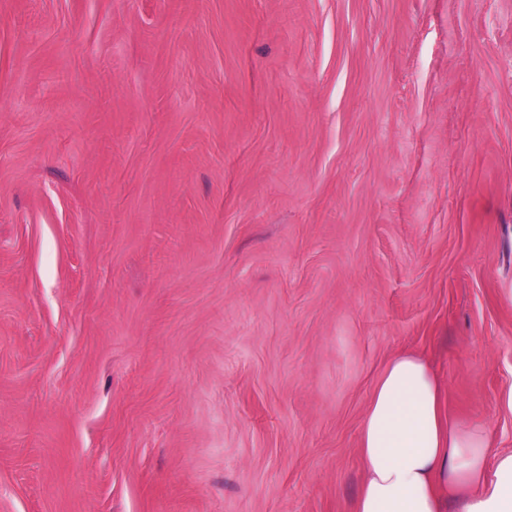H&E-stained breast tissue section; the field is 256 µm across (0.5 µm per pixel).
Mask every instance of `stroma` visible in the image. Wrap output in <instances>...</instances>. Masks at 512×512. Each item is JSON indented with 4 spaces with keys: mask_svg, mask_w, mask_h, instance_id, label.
<instances>
[{
    "mask_svg": "<svg viewBox=\"0 0 512 512\" xmlns=\"http://www.w3.org/2000/svg\"><path fill=\"white\" fill-rule=\"evenodd\" d=\"M403 351L512 451V0H0V512H352Z\"/></svg>",
    "mask_w": 512,
    "mask_h": 512,
    "instance_id": "1",
    "label": "stroma"
}]
</instances>
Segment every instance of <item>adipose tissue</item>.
Masks as SVG:
<instances>
[{
  "label": "adipose tissue",
  "instance_id": "ef3b65f1",
  "mask_svg": "<svg viewBox=\"0 0 512 512\" xmlns=\"http://www.w3.org/2000/svg\"><path fill=\"white\" fill-rule=\"evenodd\" d=\"M476 422H450L420 354L392 357L361 423L365 475L353 512H512V453L490 456Z\"/></svg>",
  "mask_w": 512,
  "mask_h": 512
}]
</instances>
